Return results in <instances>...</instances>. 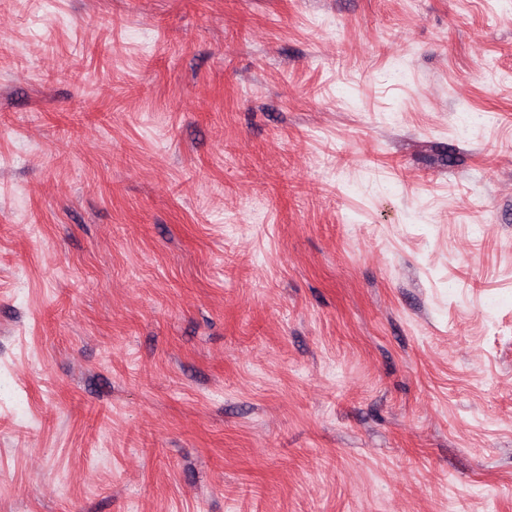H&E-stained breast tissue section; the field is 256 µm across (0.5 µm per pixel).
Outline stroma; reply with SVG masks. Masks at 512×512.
I'll return each instance as SVG.
<instances>
[{"label":"stroma","mask_w":512,"mask_h":512,"mask_svg":"<svg viewBox=\"0 0 512 512\" xmlns=\"http://www.w3.org/2000/svg\"><path fill=\"white\" fill-rule=\"evenodd\" d=\"M0 512H512V0H0Z\"/></svg>","instance_id":"stroma-1"}]
</instances>
